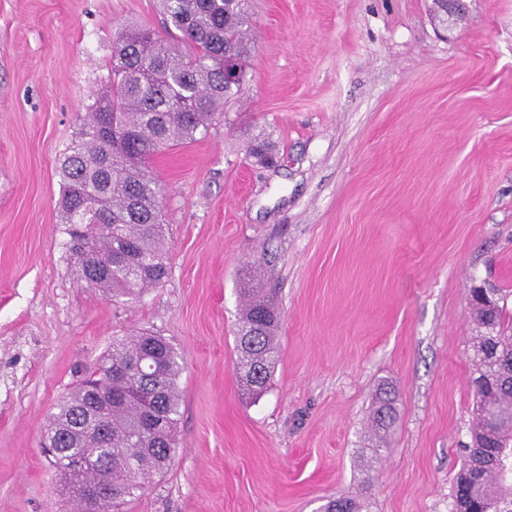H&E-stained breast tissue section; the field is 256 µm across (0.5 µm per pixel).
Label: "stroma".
<instances>
[{
	"label": "stroma",
	"instance_id": "35a3bbf8",
	"mask_svg": "<svg viewBox=\"0 0 512 512\" xmlns=\"http://www.w3.org/2000/svg\"><path fill=\"white\" fill-rule=\"evenodd\" d=\"M250 0L238 93L151 163L169 274L78 280L58 160L156 0H0V512H76L41 446L57 402L147 329L183 370L169 468L119 512H452L475 398L470 288L512 289V0ZM273 291L279 362L235 370L240 293ZM399 417L374 455L369 412ZM397 416L395 392L387 387H380L369 413L371 430L377 440V447H386L385 437L396 422Z\"/></svg>",
	"mask_w": 512,
	"mask_h": 512
}]
</instances>
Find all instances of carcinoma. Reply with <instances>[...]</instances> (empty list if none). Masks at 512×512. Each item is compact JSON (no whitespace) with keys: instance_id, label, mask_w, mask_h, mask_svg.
Segmentation results:
<instances>
[{"instance_id":"1","label":"carcinoma","mask_w":512,"mask_h":512,"mask_svg":"<svg viewBox=\"0 0 512 512\" xmlns=\"http://www.w3.org/2000/svg\"><path fill=\"white\" fill-rule=\"evenodd\" d=\"M180 52L142 28L118 33L105 87L59 162L60 218L76 273L111 298H138L168 275L166 225L149 163L167 146L206 132L239 83H224L228 63L244 70L247 0H158ZM236 349L243 391L264 390L280 356V315L273 299L244 288ZM492 305L471 302L480 334L470 387L476 412L467 460L457 474L453 512H512V292L495 288ZM52 413L44 446L71 496L84 502L108 486L110 512L170 465L182 405L180 356L143 330L116 342ZM395 392L382 387L369 421L377 443L397 420ZM84 461L79 470L74 460ZM323 512H361L338 497Z\"/></svg>"}]
</instances>
